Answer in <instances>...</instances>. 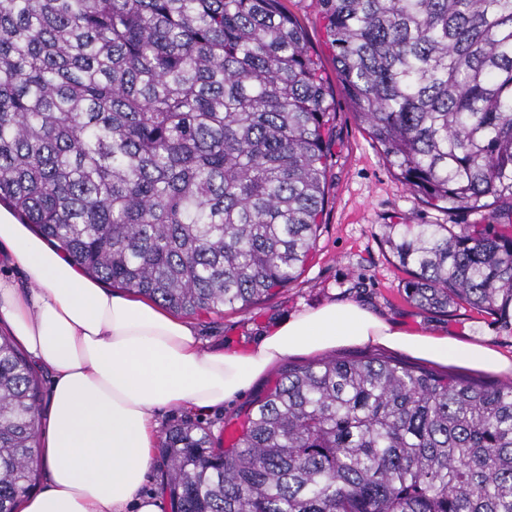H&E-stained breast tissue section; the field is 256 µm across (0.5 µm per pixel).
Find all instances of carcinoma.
<instances>
[{"label": "carcinoma", "instance_id": "cac0c4a2", "mask_svg": "<svg viewBox=\"0 0 512 512\" xmlns=\"http://www.w3.org/2000/svg\"><path fill=\"white\" fill-rule=\"evenodd\" d=\"M336 79L401 181L485 224L389 225L411 303L512 321V0H319ZM332 87L283 0H0V203L182 315L293 283L327 204ZM41 391L0 335V512ZM173 512H512V381L393 359L286 368L231 446L165 432Z\"/></svg>", "mask_w": 512, "mask_h": 512}]
</instances>
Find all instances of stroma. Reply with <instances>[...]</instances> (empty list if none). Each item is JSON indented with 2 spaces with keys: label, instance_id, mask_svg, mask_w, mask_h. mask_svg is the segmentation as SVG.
Listing matches in <instances>:
<instances>
[{
  "label": "stroma",
  "instance_id": "1",
  "mask_svg": "<svg viewBox=\"0 0 512 512\" xmlns=\"http://www.w3.org/2000/svg\"><path fill=\"white\" fill-rule=\"evenodd\" d=\"M285 4L320 55L327 76H334L318 0H285ZM333 104L336 137L328 159L327 204L311 259L293 284L248 310L226 307L192 316L203 346L210 350L244 348L285 316L336 299L359 302L411 330L466 340L478 336L512 357V327L504 326L495 316L465 305L432 313L408 302L403 291L406 276L385 242L388 225L404 220L413 224H476L481 222V215L441 210L414 195L382 158L341 86L333 88ZM309 362V357L294 356L277 363L223 409L190 416L182 410L162 411L159 427L167 429L189 416L209 428L215 438L225 439L228 429L238 427L244 411L273 386L285 366Z\"/></svg>",
  "mask_w": 512,
  "mask_h": 512
}]
</instances>
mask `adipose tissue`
Instances as JSON below:
<instances>
[{
  "label": "adipose tissue",
  "instance_id": "1",
  "mask_svg": "<svg viewBox=\"0 0 512 512\" xmlns=\"http://www.w3.org/2000/svg\"><path fill=\"white\" fill-rule=\"evenodd\" d=\"M2 261L26 281L0 275V325L51 377L35 449L44 486L21 497L19 512H163L160 495L142 491L158 413L209 412L291 356L371 342L442 365L512 374V359L488 344L408 331L352 301L292 313L247 351L207 350L188 320L103 288L5 208Z\"/></svg>",
  "mask_w": 512,
  "mask_h": 512
}]
</instances>
